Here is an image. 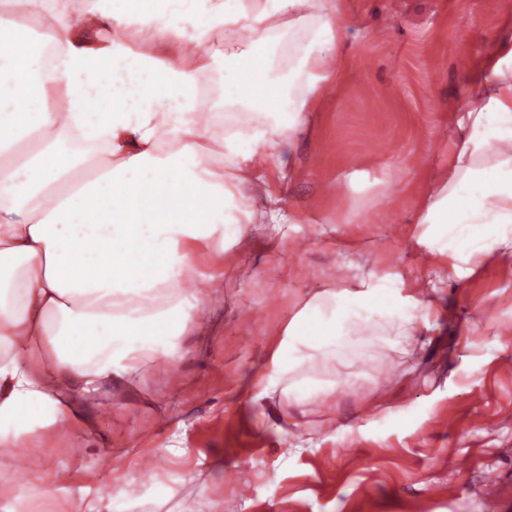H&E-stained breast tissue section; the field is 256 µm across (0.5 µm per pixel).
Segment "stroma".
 <instances>
[{
	"label": "stroma",
	"mask_w": 512,
	"mask_h": 512,
	"mask_svg": "<svg viewBox=\"0 0 512 512\" xmlns=\"http://www.w3.org/2000/svg\"><path fill=\"white\" fill-rule=\"evenodd\" d=\"M342 8L343 68L263 183L296 223L258 218L249 249L202 259L224 286L203 305L207 333L182 337V360L78 395L87 427L34 441L26 467L0 450V492L18 512L59 470L94 496L120 484L133 512H485L491 479L512 503V261L441 289L447 313L409 348L304 363L299 399L261 391L311 289L424 281L440 263L416 205L451 112L512 33V0Z\"/></svg>",
	"instance_id": "stroma-1"
}]
</instances>
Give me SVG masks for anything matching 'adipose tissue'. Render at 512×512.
I'll return each instance as SVG.
<instances>
[{
    "mask_svg": "<svg viewBox=\"0 0 512 512\" xmlns=\"http://www.w3.org/2000/svg\"><path fill=\"white\" fill-rule=\"evenodd\" d=\"M0 34V447L85 425L74 394L180 358L201 327L199 258L252 236L249 187L307 126L347 29L341 0H20ZM237 109L203 108L204 98ZM447 161L416 213L447 271L512 259V36L453 113ZM376 310L378 322L365 314ZM435 310L400 275L310 293L267 390L307 356L369 355Z\"/></svg>",
    "mask_w": 512,
    "mask_h": 512,
    "instance_id": "1",
    "label": "adipose tissue"
}]
</instances>
